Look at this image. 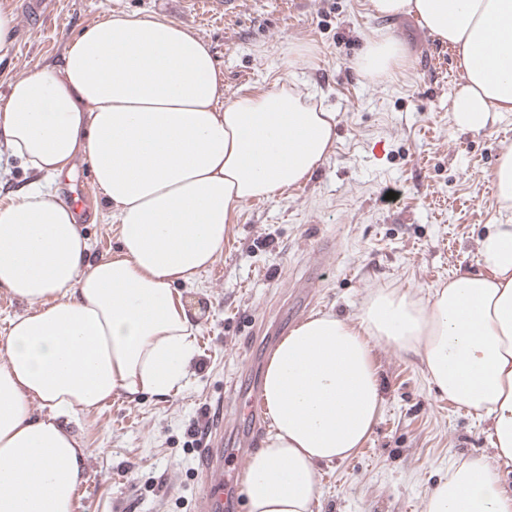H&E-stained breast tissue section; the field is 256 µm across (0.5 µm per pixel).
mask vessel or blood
<instances>
[{"label": "vessel or blood", "mask_w": 512, "mask_h": 512, "mask_svg": "<svg viewBox=\"0 0 512 512\" xmlns=\"http://www.w3.org/2000/svg\"><path fill=\"white\" fill-rule=\"evenodd\" d=\"M242 418L262 423L264 420L263 391L259 378H252L246 391L233 399ZM253 441L249 438L230 440L227 447L205 445L201 450L203 464L198 475L200 512H224L225 507H238V498L229 497V489L240 484L241 463Z\"/></svg>", "instance_id": "vessel-or-blood-1"}]
</instances>
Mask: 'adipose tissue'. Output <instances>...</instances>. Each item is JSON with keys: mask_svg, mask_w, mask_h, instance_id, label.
Returning <instances> with one entry per match:
<instances>
[{"mask_svg": "<svg viewBox=\"0 0 512 512\" xmlns=\"http://www.w3.org/2000/svg\"><path fill=\"white\" fill-rule=\"evenodd\" d=\"M417 15L455 49L456 126L512 112V0H372ZM397 43L370 38L357 65L384 77ZM224 72L164 17L114 15L72 39L60 65L15 77L0 141L52 177L88 162L121 224L117 255L92 260L75 210L48 186L0 207V289L30 305L0 360V512H73L88 454L64 422L119 391L169 393L194 354L180 285L224 250L237 208L307 180L335 142V113L287 83L224 102ZM479 271L427 296L380 290L358 320L309 317L278 344L263 399L271 431L246 464L248 512H313L318 468L369 438L382 393L377 340L419 356L449 401L486 416L492 458L453 465L423 512H512V223L479 241ZM37 401L42 416L29 412Z\"/></svg>", "mask_w": 512, "mask_h": 512, "instance_id": "obj_1", "label": "adipose tissue"}]
</instances>
